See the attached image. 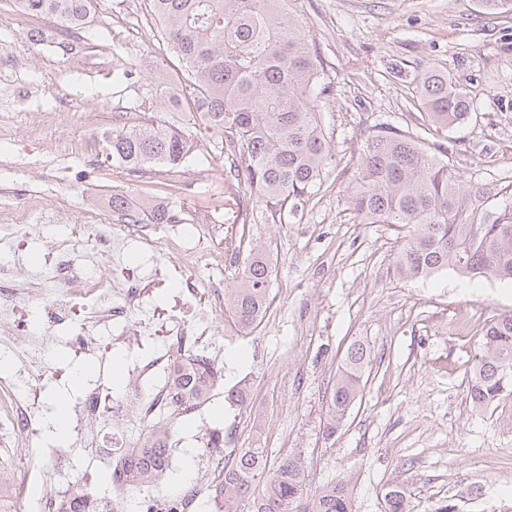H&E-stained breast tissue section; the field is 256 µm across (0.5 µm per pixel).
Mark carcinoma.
<instances>
[{"mask_svg": "<svg viewBox=\"0 0 512 512\" xmlns=\"http://www.w3.org/2000/svg\"><path fill=\"white\" fill-rule=\"evenodd\" d=\"M148 2L151 18L178 61L177 81L159 89L163 112L143 123H114L99 133L101 155L134 178L155 166L184 169L199 158L201 128L207 156L218 155L229 164L225 182L238 190L247 186L241 223H247L251 202L272 223H287L324 176L331 157L317 100L324 68L304 27L288 13V0ZM19 3L66 31L85 28L94 14V0ZM414 91L428 130L457 126L471 110L468 96L434 66L417 78ZM351 209L361 224L402 229L391 262L395 277L414 280L451 269L468 279L512 282V194L462 178L414 134L382 127L367 137ZM112 212L134 224H173L176 219L169 205L139 211L119 194L112 195ZM271 275L267 250L253 244L234 286L224 289V306L242 329L257 328L264 316ZM481 346L468 379L469 396L478 408L512 394V383L503 382L504 375L512 377L511 312L484 323ZM370 365L367 346L352 344L331 387L326 436L336 432L360 396ZM220 378L202 355H187L170 388L173 403H205ZM173 452L170 436L154 429L124 455L143 485L170 472ZM213 492L219 512H353L345 482L309 494L302 455L272 461L268 449L256 444L234 450ZM410 498L405 484L388 485L386 512H411Z\"/></svg>", "mask_w": 512, "mask_h": 512, "instance_id": "cac0c4a2", "label": "carcinoma"}]
</instances>
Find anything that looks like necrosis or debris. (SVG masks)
<instances>
[{"instance_id":"1","label":"necrosis or debris","mask_w":512,"mask_h":512,"mask_svg":"<svg viewBox=\"0 0 512 512\" xmlns=\"http://www.w3.org/2000/svg\"><path fill=\"white\" fill-rule=\"evenodd\" d=\"M194 230L199 237L195 245L182 236L139 235L127 219L103 208L94 222L73 228L82 250H57L39 276L10 262L0 263V345L17 347L23 364L22 371L0 373V439L11 448L10 455L0 459V471L10 474L5 493L20 512H65L67 502L84 490L78 483L51 488L44 482L45 473L59 475L69 469L72 451L64 446L44 455V470L25 465L28 457L42 455L38 396L47 377L42 361L46 350L62 329L70 332L72 344L79 348L88 346L90 329L99 324L115 326L122 336L137 334L140 323L134 314L143 307L151 284L129 272L124 261L129 239L138 238L143 248L171 255L177 267L211 270L214 253L224 249L220 227L205 221ZM37 300L43 304L44 330L18 341V310ZM210 332L207 315L191 320L168 316L161 326L167 351L147 363H134L138 382L129 395L113 398L106 406L99 386L89 385L78 410L80 418L95 420L106 410L111 419L97 431H78L79 447L98 460L131 447L138 425L156 421L158 412L173 408L168 388L154 389V380L160 375L173 379L175 354L207 352Z\"/></svg>"}]
</instances>
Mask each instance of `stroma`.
<instances>
[{"instance_id":"obj_1","label":"stroma","mask_w":512,"mask_h":512,"mask_svg":"<svg viewBox=\"0 0 512 512\" xmlns=\"http://www.w3.org/2000/svg\"><path fill=\"white\" fill-rule=\"evenodd\" d=\"M288 11L305 28L330 87L321 99V121L331 161L296 218L274 224L254 207L248 224H228L235 261L224 264L232 286L250 241L268 244L273 267L268 318L252 333L231 311L214 313L211 341L222 351L224 384L202 405L191 427L171 424L172 475L153 486L158 500L190 483L208 464L203 435L221 427L224 449L254 444L273 456L301 454L309 492L343 480L353 490L354 512H384V490L402 482L413 512H512V395L473 407L468 373L480 348V330L494 313L512 311V283L469 280L453 271L427 279L389 274L401 231L361 224L349 202L356 165L369 133L378 127L416 132L414 77L435 66L472 101L468 120L433 132L428 143L453 171L479 183L512 184V8L487 10L481 0H289ZM24 55L30 97L0 99V123L11 139L0 142V202L21 190L27 200L69 201L75 223L87 211L123 194L147 207L155 197L192 216L224 207V161L196 171L159 170L135 179L100 164L96 127L75 131L64 107L118 112L132 103L160 109L157 88L174 73L175 60L159 41L144 0H96L91 23L73 36L40 17L20 29L0 25V62ZM136 79L115 78L118 60ZM64 224L39 222L15 256L31 269L70 237ZM135 274L148 273L153 291L142 315L159 325L174 308L204 313L197 296L168 278L165 254L132 252ZM95 353L79 355L57 342L45 357L46 404L77 406L84 384L77 369L92 365L103 391L118 393L111 365L149 359L165 348L163 337L130 336L117 342L95 327ZM369 345L372 366L361 397L325 437L330 385L348 347ZM250 388L249 409L227 406L224 391ZM224 415L214 418L215 408Z\"/></svg>"}]
</instances>
